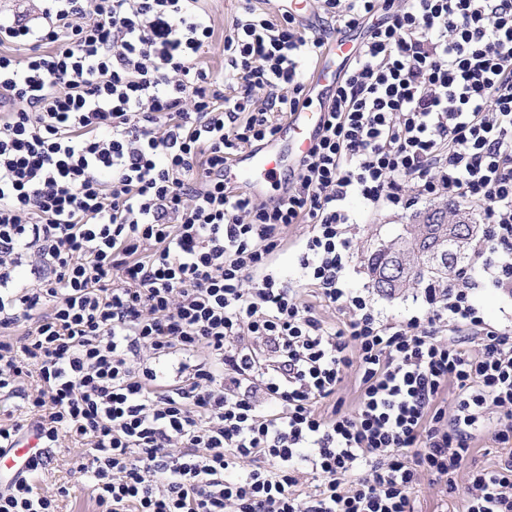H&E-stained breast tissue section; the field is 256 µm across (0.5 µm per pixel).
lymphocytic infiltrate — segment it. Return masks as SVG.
I'll return each mask as SVG.
<instances>
[{"instance_id": "lymphocytic-infiltrate-1", "label": "lymphocytic infiltrate", "mask_w": 512, "mask_h": 512, "mask_svg": "<svg viewBox=\"0 0 512 512\" xmlns=\"http://www.w3.org/2000/svg\"><path fill=\"white\" fill-rule=\"evenodd\" d=\"M199 2L0 18V397L23 402L0 451L33 445L0 512H59L69 487L37 479L69 442L100 512H413L424 473L512 512V332L475 300L512 293V0H324L366 34L271 202L224 165L296 111L322 41L248 10L217 76ZM410 192L481 204L483 228L476 264L392 322L347 286V202ZM290 243L339 321L275 273ZM351 370L354 410L319 412ZM485 431L505 456L463 470Z\"/></svg>"}]
</instances>
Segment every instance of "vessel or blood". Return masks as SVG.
Returning a JSON list of instances; mask_svg holds the SVG:
<instances>
[{
  "label": "vessel or blood",
  "mask_w": 512,
  "mask_h": 512,
  "mask_svg": "<svg viewBox=\"0 0 512 512\" xmlns=\"http://www.w3.org/2000/svg\"><path fill=\"white\" fill-rule=\"evenodd\" d=\"M353 45L344 38L324 39L310 75L305 102L264 144L235 155L224 169L226 182L242 187L258 201L278 197L277 187L315 141L323 122L322 88L336 71L337 60L349 59Z\"/></svg>",
  "instance_id": "1"
}]
</instances>
